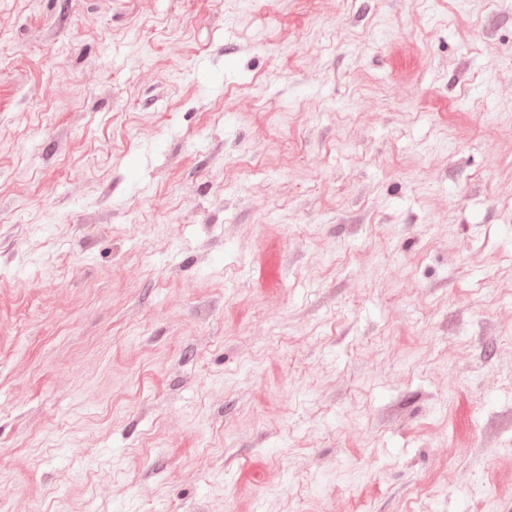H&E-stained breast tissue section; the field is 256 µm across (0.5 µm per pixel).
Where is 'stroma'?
Instances as JSON below:
<instances>
[{
	"instance_id": "1",
	"label": "stroma",
	"mask_w": 512,
	"mask_h": 512,
	"mask_svg": "<svg viewBox=\"0 0 512 512\" xmlns=\"http://www.w3.org/2000/svg\"><path fill=\"white\" fill-rule=\"evenodd\" d=\"M512 512V0H0V512Z\"/></svg>"
}]
</instances>
